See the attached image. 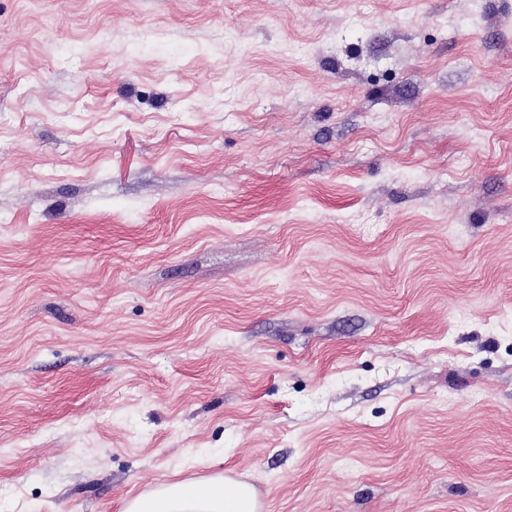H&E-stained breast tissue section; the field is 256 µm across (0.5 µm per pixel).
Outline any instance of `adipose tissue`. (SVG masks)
Returning a JSON list of instances; mask_svg holds the SVG:
<instances>
[{
    "label": "adipose tissue",
    "mask_w": 512,
    "mask_h": 512,
    "mask_svg": "<svg viewBox=\"0 0 512 512\" xmlns=\"http://www.w3.org/2000/svg\"><path fill=\"white\" fill-rule=\"evenodd\" d=\"M254 487L228 476L160 483L121 501L119 512H261Z\"/></svg>",
    "instance_id": "1"
}]
</instances>
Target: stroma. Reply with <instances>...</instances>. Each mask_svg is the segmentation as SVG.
<instances>
[{"label":"stroma","instance_id":"obj_1","mask_svg":"<svg viewBox=\"0 0 512 512\" xmlns=\"http://www.w3.org/2000/svg\"><path fill=\"white\" fill-rule=\"evenodd\" d=\"M228 469L512 512V0H0V512Z\"/></svg>","mask_w":512,"mask_h":512}]
</instances>
